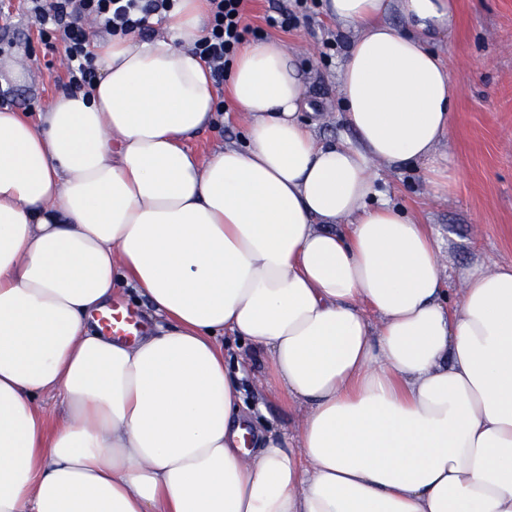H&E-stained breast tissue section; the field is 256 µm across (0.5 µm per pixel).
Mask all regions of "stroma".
I'll use <instances>...</instances> for the list:
<instances>
[{
  "label": "stroma",
  "instance_id": "obj_1",
  "mask_svg": "<svg viewBox=\"0 0 512 512\" xmlns=\"http://www.w3.org/2000/svg\"><path fill=\"white\" fill-rule=\"evenodd\" d=\"M277 2L247 0L246 22L287 45L304 72L310 108L302 112V121L318 139L336 138L345 130L338 69L348 34L318 5L289 32L268 28L265 18ZM25 6V0H0V45L6 47L0 54V107L34 120L47 111L68 76L62 49L46 48L27 22ZM327 39L334 45L324 55L320 49ZM432 48L461 85L450 137L440 147L460 178L444 200L430 195L422 166H379L375 172L388 199L431 226L441 248L445 286L455 294L462 268L476 261H512V0H457L453 34ZM243 142V118L228 99L222 115L186 146L205 158L224 144ZM265 372L263 360H251L240 383L244 403L259 427L291 428L293 410L259 385Z\"/></svg>",
  "mask_w": 512,
  "mask_h": 512
}]
</instances>
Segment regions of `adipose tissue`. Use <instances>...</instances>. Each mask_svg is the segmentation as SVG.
I'll list each match as a JSON object with an SVG mask.
<instances>
[{
  "label": "adipose tissue",
  "instance_id": "ef3b65f1",
  "mask_svg": "<svg viewBox=\"0 0 512 512\" xmlns=\"http://www.w3.org/2000/svg\"><path fill=\"white\" fill-rule=\"evenodd\" d=\"M322 8L351 34L335 142L266 39L226 82L245 146L185 148L217 102L189 48L209 0H178L165 37L98 38L94 90L38 121L0 109V512H512V262L450 299L436 238L374 174L457 180L430 48L454 0ZM123 285L151 308L133 343L94 328ZM224 336L267 361L291 431L250 426Z\"/></svg>",
  "mask_w": 512,
  "mask_h": 512
}]
</instances>
